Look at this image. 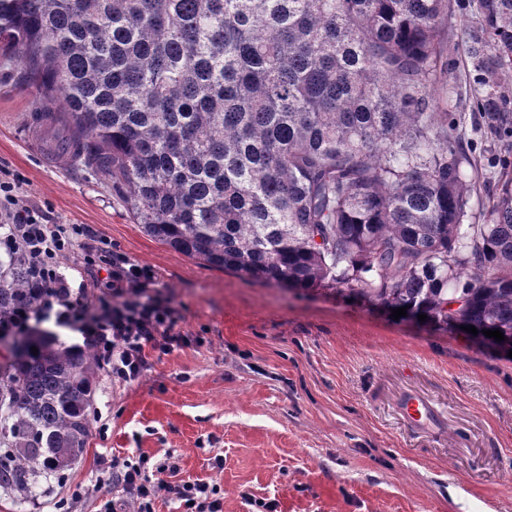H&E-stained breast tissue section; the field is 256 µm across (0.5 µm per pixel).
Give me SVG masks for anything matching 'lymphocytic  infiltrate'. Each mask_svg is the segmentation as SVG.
<instances>
[{
    "label": "lymphocytic infiltrate",
    "instance_id": "obj_1",
    "mask_svg": "<svg viewBox=\"0 0 512 512\" xmlns=\"http://www.w3.org/2000/svg\"><path fill=\"white\" fill-rule=\"evenodd\" d=\"M21 185L20 175H0V252L24 255L29 284L40 292L41 301L0 317V334L27 332L34 322L77 332L96 348L102 367L125 382L146 368V349L166 353L181 345L180 310L172 298L152 292L153 271L115 251L87 225L56 223L48 210L24 198ZM76 246L85 269L101 278L105 292L97 299L73 291L61 271V256ZM176 470L167 462L150 464L145 456L113 461L99 478L110 492L99 512H117L120 501L133 512H153L161 497L177 504L179 512H224L218 484L151 477L155 471Z\"/></svg>",
    "mask_w": 512,
    "mask_h": 512
}]
</instances>
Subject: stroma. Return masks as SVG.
<instances>
[{"mask_svg": "<svg viewBox=\"0 0 512 512\" xmlns=\"http://www.w3.org/2000/svg\"><path fill=\"white\" fill-rule=\"evenodd\" d=\"M470 71L449 50L448 109L478 168L467 221L482 224L483 152L511 155L512 141L481 133ZM38 112L19 66H0V165L55 221L88 225L152 269L186 340L149 351L134 381L99 373L83 454L64 479H41V508L0 487V512H96L105 461L141 455L220 485L224 512H512V360L356 296L286 290L175 252L143 232L109 180L66 152L32 150L61 134ZM410 392L436 405L439 427L403 421Z\"/></svg>", "mask_w": 512, "mask_h": 512, "instance_id": "stroma-1", "label": "stroma"}]
</instances>
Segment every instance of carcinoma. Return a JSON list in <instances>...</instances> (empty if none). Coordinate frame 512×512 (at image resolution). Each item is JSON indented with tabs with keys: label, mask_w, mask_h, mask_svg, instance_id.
Listing matches in <instances>:
<instances>
[{
	"label": "carcinoma",
	"mask_w": 512,
	"mask_h": 512,
	"mask_svg": "<svg viewBox=\"0 0 512 512\" xmlns=\"http://www.w3.org/2000/svg\"><path fill=\"white\" fill-rule=\"evenodd\" d=\"M461 45L484 133L512 134V0H471ZM452 0H0V58L58 113L75 161L204 265L357 292L512 338V159L484 224L448 111ZM37 303L0 256V316ZM0 371V482L63 478L94 415V349L15 339ZM37 351H31V348Z\"/></svg>",
	"instance_id": "cac0c4a2"
}]
</instances>
